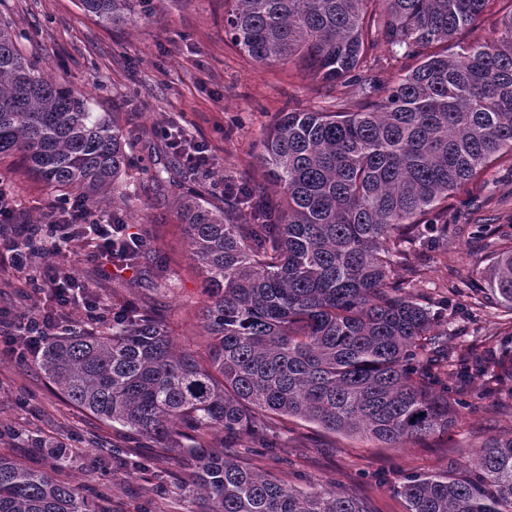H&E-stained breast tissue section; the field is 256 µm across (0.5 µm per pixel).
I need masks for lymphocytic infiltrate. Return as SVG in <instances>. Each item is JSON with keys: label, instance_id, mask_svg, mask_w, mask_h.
Listing matches in <instances>:
<instances>
[{"label": "lymphocytic infiltrate", "instance_id": "lymphocytic-infiltrate-1", "mask_svg": "<svg viewBox=\"0 0 512 512\" xmlns=\"http://www.w3.org/2000/svg\"><path fill=\"white\" fill-rule=\"evenodd\" d=\"M56 211L53 223H29L22 219L13 195L0 186V270L27 273L35 255L43 254L38 290L56 303L52 313L43 308L30 313L0 310V344L22 361L38 357L47 338L58 334L61 316L79 317L89 326L112 318L101 295L90 293L84 280L60 269L55 260L58 240L87 247L100 280L134 269L117 253V227L111 217L90 218L87 204L78 198L64 200Z\"/></svg>", "mask_w": 512, "mask_h": 512}]
</instances>
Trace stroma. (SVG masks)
Segmentation results:
<instances>
[{"instance_id":"1","label":"stroma","mask_w":512,"mask_h":512,"mask_svg":"<svg viewBox=\"0 0 512 512\" xmlns=\"http://www.w3.org/2000/svg\"><path fill=\"white\" fill-rule=\"evenodd\" d=\"M0 17L23 33L20 48L49 80L85 95L90 111L117 112L144 128L130 151L140 168L177 166L165 149V128L177 125L208 143L220 176L263 181L254 158L278 113L332 109L336 94L302 77L291 66L260 64L238 51L224 35V0H151L146 16L112 25L85 14L78 0H0ZM0 179L29 217L49 212L57 191L28 176L19 158L0 160ZM176 185L161 192H127L124 219L131 231L151 228L150 265L169 276L154 288L131 273L113 276L100 293L120 295L140 310L165 315L176 347L196 349L202 278L173 208ZM448 240L443 249L422 248L423 281L413 294L448 317V348L482 349L496 332V318L461 305L454 291L471 279L485 280L491 266L474 222L493 235L512 234V170L493 168L483 186L448 199ZM512 430V397L474 400L448 437L428 445L385 448L299 422L277 434L275 456L257 466L303 489L329 484L370 499L377 512H404L393 492L410 473H439L449 460L466 463L475 445L496 432ZM110 441L113 452L89 447L91 436ZM64 443L78 458L76 485L93 479L112 484L114 512H188L171 490L158 488L157 451L130 442L125 431L106 426L60 395L34 363L0 352V453L31 467L45 449Z\"/></svg>"}]
</instances>
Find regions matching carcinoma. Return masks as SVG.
Wrapping results in <instances>:
<instances>
[{
  "label": "carcinoma",
  "mask_w": 512,
  "mask_h": 512,
  "mask_svg": "<svg viewBox=\"0 0 512 512\" xmlns=\"http://www.w3.org/2000/svg\"><path fill=\"white\" fill-rule=\"evenodd\" d=\"M106 23L137 0H79ZM496 0H224V35L257 63L291 64L338 92L334 112H281L259 163L274 196L199 194L201 172L177 201L192 259L205 275L201 348L177 351L165 316L112 304V323L75 325L49 340L37 365L73 405L177 468L159 470L190 512H374L336 487L304 490L238 460L244 438L290 419L389 448L423 443L459 425L470 393L512 397V324L495 357L448 353V330L405 289L414 250L448 236V196L512 166V6L496 35L448 54V43ZM0 19V156H21L39 181L119 211L140 129L46 79ZM415 59L392 85L370 74L379 45ZM492 272L470 282L512 312V237L490 242ZM408 272L398 277L396 269ZM49 470L0 455V512H112ZM406 512H512V434H492L460 468L415 473L396 486ZM201 504L203 508L195 509Z\"/></svg>",
  "instance_id": "1"
}]
</instances>
